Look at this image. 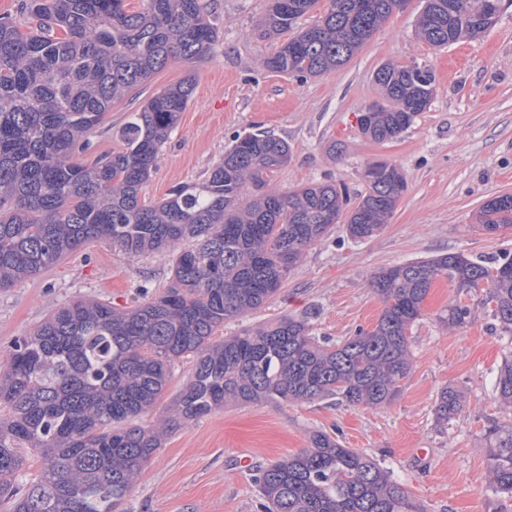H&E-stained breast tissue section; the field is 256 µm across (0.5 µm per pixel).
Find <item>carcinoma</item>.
<instances>
[{"label": "carcinoma", "instance_id": "cac0c4a2", "mask_svg": "<svg viewBox=\"0 0 512 512\" xmlns=\"http://www.w3.org/2000/svg\"><path fill=\"white\" fill-rule=\"evenodd\" d=\"M490 0H426L419 37L435 48L473 38L496 22ZM318 0H270L260 28L268 37L297 29ZM404 0H328L263 67L299 78L342 67ZM37 24L0 14V288L105 240L131 258L174 254L164 291L131 309L75 300L33 333L16 338L0 364V504L5 512H117L143 465L172 430L229 402H314L329 397L378 409L392 403L411 373L408 331L422 316L435 280L458 294H484L504 335L512 336V256L488 268L462 253L410 261L371 275L384 303L370 330L339 342L312 336L307 318L283 316L257 330L214 339L230 319L262 307L306 250L346 221L347 234H375L407 190L402 171L377 161L351 210L346 193L311 182L287 193L267 189L288 163V143L266 132L237 136L200 182L174 186L157 203L142 200L157 159L194 90L190 76L145 99L117 136L121 149L87 165L89 135L112 104L176 60L212 53L220 31L208 0H19ZM375 82L385 103L367 109L361 133L398 138L435 93L433 72L388 63ZM482 230L511 227L492 201ZM470 306L448 304L440 321L460 329ZM193 359L188 381L162 422L133 420L164 396L175 363ZM494 388L512 408V353ZM463 406L454 386L436 399L447 422ZM487 468L512 497V422L484 429ZM41 453L27 478L26 454ZM264 512H425L392 474L363 451L313 431L309 448L255 473Z\"/></svg>", "mask_w": 512, "mask_h": 512}]
</instances>
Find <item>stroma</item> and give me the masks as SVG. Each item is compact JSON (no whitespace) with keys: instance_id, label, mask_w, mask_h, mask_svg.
Returning <instances> with one entry per match:
<instances>
[{"instance_id":"stroma-1","label":"stroma","mask_w":512,"mask_h":512,"mask_svg":"<svg viewBox=\"0 0 512 512\" xmlns=\"http://www.w3.org/2000/svg\"><path fill=\"white\" fill-rule=\"evenodd\" d=\"M268 0H211L221 44L196 62L175 61L136 96L113 105L91 134L85 160L119 150L114 132L128 112L156 91L194 75L192 98L164 145L143 199L157 202L177 184L203 180L235 137L268 131L291 148L271 187L287 192L315 181L365 193L363 172L375 161L399 167L408 188L387 224L355 241L336 228L311 245L269 304L221 335L284 315L308 317L314 336L338 341L371 329L383 303L370 286L378 269L451 252L491 264L512 255V228L489 235L476 224L488 200L512 193V6L473 39L438 49L415 35L424 0H405L336 71L306 80L264 69L292 31L264 38L256 23ZM430 67L436 91L398 138L367 139L358 116L382 101L375 71L385 63ZM170 257L129 259L105 241L64 256L53 267L0 289V358L57 308L82 297L131 307L172 278ZM455 297L437 281L410 332L412 371L397 398L374 410L333 400L230 405L175 429L142 468L122 512H261L255 467L296 455L312 431L364 451L428 512H512V498L490 484L483 428L512 419L495 396L494 379L512 338L489 306L468 298L470 325L451 330L439 313ZM456 385L465 406L438 422L436 398ZM250 466H243V458Z\"/></svg>"}]
</instances>
